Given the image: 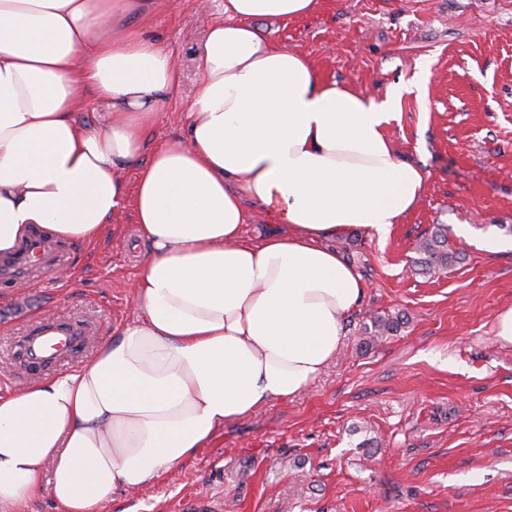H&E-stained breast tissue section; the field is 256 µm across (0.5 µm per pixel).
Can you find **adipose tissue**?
Segmentation results:
<instances>
[{
    "label": "adipose tissue",
    "mask_w": 512,
    "mask_h": 512,
    "mask_svg": "<svg viewBox=\"0 0 512 512\" xmlns=\"http://www.w3.org/2000/svg\"><path fill=\"white\" fill-rule=\"evenodd\" d=\"M154 5L0 0V258L36 229L91 242L128 200L149 248L117 339L0 395V512L45 491L65 512H97L225 423L306 391L363 291L321 238L351 226L386 236L424 192L387 136L399 90L379 101L324 80L251 25L317 0H224L184 139L148 149L179 81L143 31ZM89 87L110 109L97 127L79 119ZM249 200L288 234L246 238Z\"/></svg>",
    "instance_id": "1"
}]
</instances>
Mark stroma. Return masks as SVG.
<instances>
[{"mask_svg": "<svg viewBox=\"0 0 512 512\" xmlns=\"http://www.w3.org/2000/svg\"><path fill=\"white\" fill-rule=\"evenodd\" d=\"M223 17L224 0H158L146 32L180 83L151 144L184 135L206 34ZM256 26L325 79L378 100L401 87L388 138L426 188L386 238L351 228L323 239L364 293L310 389L225 424L98 512H512V345L495 339L512 308V0H319L310 15ZM436 224L463 260L421 274L416 247ZM66 250L63 268L0 284V394L72 371L134 316L147 248L132 207ZM398 314L397 334L363 347L376 318ZM49 317L84 322L86 341L33 372L17 345Z\"/></svg>", "mask_w": 512, "mask_h": 512, "instance_id": "1", "label": "stroma"}]
</instances>
